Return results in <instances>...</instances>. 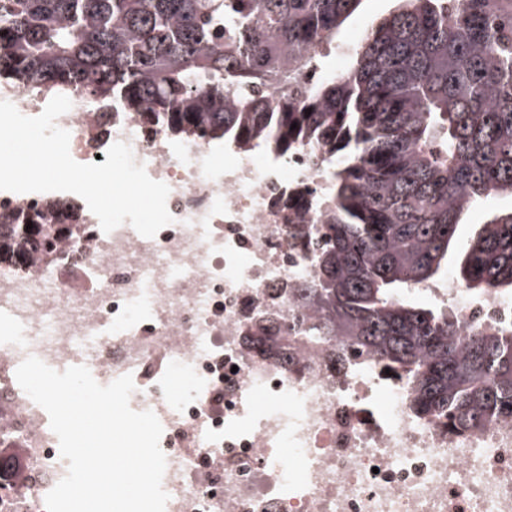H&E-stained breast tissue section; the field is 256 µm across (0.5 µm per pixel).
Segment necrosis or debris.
<instances>
[{
  "label": "necrosis or debris",
  "mask_w": 512,
  "mask_h": 512,
  "mask_svg": "<svg viewBox=\"0 0 512 512\" xmlns=\"http://www.w3.org/2000/svg\"><path fill=\"white\" fill-rule=\"evenodd\" d=\"M57 120L70 153L95 162L130 144L166 183L173 224L141 236L130 224L66 242L65 262L0 268V512H46L67 462L47 412L20 388L27 355L64 371L86 365L106 385L132 375V409L158 417L165 512H512V418L449 433L409 410L410 388L377 359L288 339L290 364L243 342L249 317L297 315L277 288L309 279L275 205L324 192L329 168L305 145L275 159L206 138L173 143L83 92ZM426 291L470 329L512 325V299L467 295L453 277Z\"/></svg>",
  "instance_id": "1"
}]
</instances>
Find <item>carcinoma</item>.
<instances>
[{"mask_svg":"<svg viewBox=\"0 0 512 512\" xmlns=\"http://www.w3.org/2000/svg\"><path fill=\"white\" fill-rule=\"evenodd\" d=\"M336 74V30L360 0H11L0 13L4 79L54 93L116 98L166 135L210 137L286 157L316 143L333 167L313 276L290 293L300 330L375 356L406 380L410 410L450 431L512 416V327L468 331L408 294L445 275L465 290L512 293V209L464 243L457 230L483 199L512 196V0H400ZM312 109L311 114L305 110ZM297 128H291L292 124ZM0 223V267L23 270L86 233ZM275 314L245 342L292 360Z\"/></svg>","mask_w":512,"mask_h":512,"instance_id":"cac0c4a2","label":"carcinoma"}]
</instances>
